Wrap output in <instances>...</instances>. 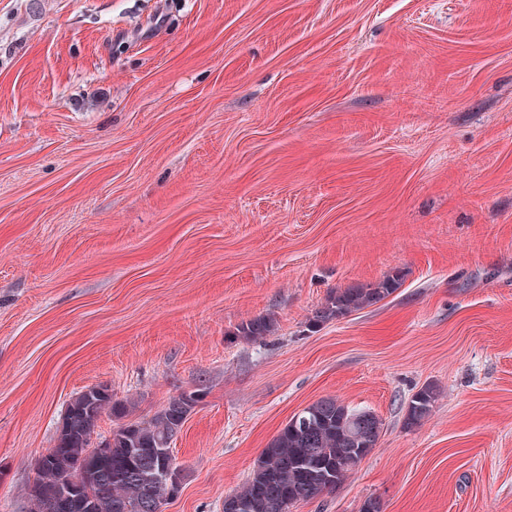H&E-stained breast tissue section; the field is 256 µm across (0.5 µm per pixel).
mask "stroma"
I'll return each instance as SVG.
<instances>
[{
  "label": "stroma",
  "mask_w": 512,
  "mask_h": 512,
  "mask_svg": "<svg viewBox=\"0 0 512 512\" xmlns=\"http://www.w3.org/2000/svg\"><path fill=\"white\" fill-rule=\"evenodd\" d=\"M90 386L202 393L165 512L325 398L381 435L290 512H512V0H0V512ZM398 286L396 278L336 290L315 313L310 326L333 320L369 307L391 295ZM435 395L431 388H425L417 393L410 401L407 411L409 424H418L430 413Z\"/></svg>",
  "instance_id": "obj_1"
}]
</instances>
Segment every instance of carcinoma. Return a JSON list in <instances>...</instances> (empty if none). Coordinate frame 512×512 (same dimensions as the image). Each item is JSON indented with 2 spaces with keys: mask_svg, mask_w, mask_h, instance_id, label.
Instances as JSON below:
<instances>
[{
  "mask_svg": "<svg viewBox=\"0 0 512 512\" xmlns=\"http://www.w3.org/2000/svg\"><path fill=\"white\" fill-rule=\"evenodd\" d=\"M395 278L340 289L315 313V326L369 307L391 295ZM273 330L272 321L255 318L241 323L239 333L260 338ZM435 395L425 388L410 401L407 420L417 424L430 413ZM192 410L188 396L171 398L150 419L132 422L101 438L96 428L105 414L121 418L126 404L112 399L106 387L77 393L67 404L62 426L47 462L36 468L30 488L29 512H59L64 481L81 469L87 475L80 497L86 508L74 512H154L171 500L174 483L165 467L170 444ZM379 419L369 411L351 409L335 399H322L292 417L263 449L244 485L224 498L223 512H290L341 485L376 447ZM101 438L106 452L92 448Z\"/></svg>",
  "mask_w": 512,
  "mask_h": 512,
  "instance_id": "cac0c4a2",
  "label": "carcinoma"
}]
</instances>
